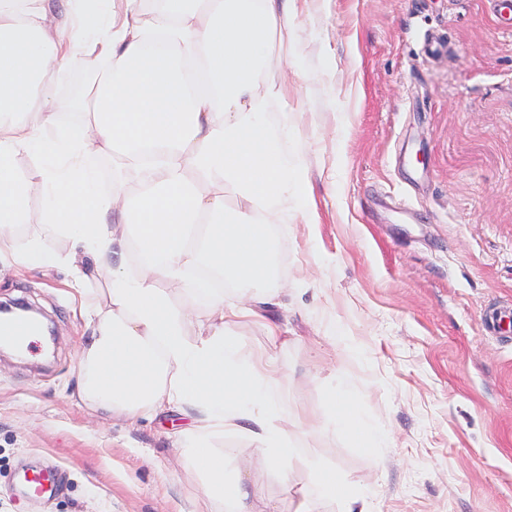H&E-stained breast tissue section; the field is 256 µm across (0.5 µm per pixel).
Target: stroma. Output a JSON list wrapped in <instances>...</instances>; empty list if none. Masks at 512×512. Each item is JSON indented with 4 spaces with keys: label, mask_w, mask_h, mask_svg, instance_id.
Listing matches in <instances>:
<instances>
[{
    "label": "stroma",
    "mask_w": 512,
    "mask_h": 512,
    "mask_svg": "<svg viewBox=\"0 0 512 512\" xmlns=\"http://www.w3.org/2000/svg\"><path fill=\"white\" fill-rule=\"evenodd\" d=\"M285 85L266 106L280 146L302 164L308 198L278 226L270 349L312 424L288 431L302 457L268 491L313 494V467L366 488L375 512H512V28L488 0H288ZM61 116L91 71L50 65ZM40 309L54 352L0 356V512H189L203 486L172 448L179 419L103 418L78 398L91 330L64 270L0 266V304ZM384 428L378 446L334 431L331 386ZM53 468L56 495L21 503L22 465Z\"/></svg>",
    "instance_id": "stroma-1"
}]
</instances>
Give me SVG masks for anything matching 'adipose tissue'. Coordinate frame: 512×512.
I'll return each instance as SVG.
<instances>
[{
  "instance_id": "1",
  "label": "adipose tissue",
  "mask_w": 512,
  "mask_h": 512,
  "mask_svg": "<svg viewBox=\"0 0 512 512\" xmlns=\"http://www.w3.org/2000/svg\"><path fill=\"white\" fill-rule=\"evenodd\" d=\"M161 2L153 18L132 2L119 24L71 0V22L52 34L49 0H0V264L70 267L91 328L79 362L83 404L107 416L188 418L175 442L205 483L190 512H317L320 500L373 512L367 495L332 471L316 473L315 498L289 510L269 498L263 472L242 469L249 448L218 445L245 437L279 466L302 453L284 426L282 364L244 354L233 329L260 321L272 344L287 341L264 318L277 304L266 283L278 240L263 214L285 195L304 201L307 177L288 164L265 119L279 94L270 75L277 0ZM62 46L72 60L93 53L102 62L92 99L71 103L91 120L59 117L48 65ZM102 152L132 184V223L107 221L119 197L101 192L88 163ZM229 187L237 204L224 197ZM35 216L49 237L17 245L16 228ZM55 236L75 251H59ZM162 280L179 284L181 302ZM333 393L335 425L386 443L351 409L347 382Z\"/></svg>"
}]
</instances>
